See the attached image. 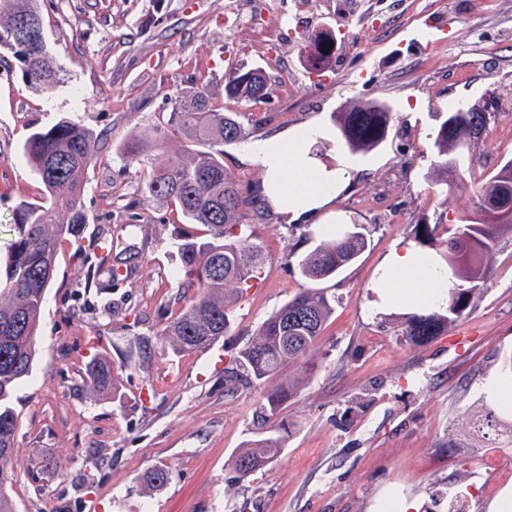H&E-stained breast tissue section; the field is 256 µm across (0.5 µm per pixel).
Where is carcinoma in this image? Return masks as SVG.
Instances as JSON below:
<instances>
[{"mask_svg":"<svg viewBox=\"0 0 512 512\" xmlns=\"http://www.w3.org/2000/svg\"><path fill=\"white\" fill-rule=\"evenodd\" d=\"M36 0H0V48L15 47L19 25H41ZM29 87L48 90L61 81L60 70L49 59L47 48L31 45L18 51ZM231 71L224 84L227 98L237 102L257 101L263 93L238 79ZM341 146L352 154H366L387 138L391 113L375 102H360L346 112L334 113ZM489 124L477 112L462 115V122L448 126L443 118L435 135L437 160L427 179L453 188L463 178L452 172L460 157L459 141L476 144ZM179 135L188 141L179 156L164 155L165 144ZM249 132L238 113L212 108L204 87L177 100L164 125L144 128L123 144L130 166L147 170L149 199L178 208L188 223L200 227L183 236L178 244L187 287L195 295L161 330V336L178 354L205 349L231 335L234 329L230 297L239 285L256 277L267 255L261 244L242 236L241 212L259 213L265 202L258 194H241L235 178L224 168V146L247 139ZM196 144L208 151L192 149ZM98 150L92 132L68 120L31 134L25 155L37 171L48 193L46 203L21 202L15 210L17 236L10 246L4 270L0 271V512H15L8 488L16 475L13 454L18 415L12 397L29 375L36 355L37 330L46 288L53 279L57 251L65 237L79 238L87 215L81 202L85 173ZM477 201L459 212L448 248L441 252L448 265V279L460 280L465 288L448 290V304L427 313H412L396 325V332L413 343L426 342L454 326L472 308L475 295L490 272L492 258L501 240L512 236V219L498 224L479 220L483 204L498 200L512 208V160L505 161L481 183ZM344 224L321 240L297 263L301 277L310 282L337 278L360 258L370 245L366 228L349 234ZM336 297L323 288H307L274 311L224 369L226 381L236 386L253 383L265 386L256 412V438L236 454L232 466L240 483L263 470L279 454L288 438V420L282 416L307 375L319 367L317 341L336 312ZM296 374L280 377L287 366ZM87 384L95 393H117L112 368L102 359L86 367ZM459 436L465 442H480L485 448L512 447V416L504 408L483 404L460 416ZM166 467L150 470L143 488L154 491L168 483Z\"/></svg>","mask_w":512,"mask_h":512,"instance_id":"1","label":"carcinoma"}]
</instances>
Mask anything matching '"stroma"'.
<instances>
[{"label":"stroma","instance_id":"35a3bbf8","mask_svg":"<svg viewBox=\"0 0 512 512\" xmlns=\"http://www.w3.org/2000/svg\"><path fill=\"white\" fill-rule=\"evenodd\" d=\"M292 0H38L63 83L30 89L12 52L0 48V260L15 239L20 202L45 188L23 155L36 130L75 120L98 136L83 187L88 224L58 249L41 309L36 361L18 387L11 489L17 512H494L512 497V448H459V416L499 402L500 355L512 351V240H502L471 313L423 344L397 336L372 306L374 273L417 225L455 229L470 183L512 159V0H313L301 21ZM336 56L308 58L324 34ZM262 68L267 95L236 103L229 68ZM206 87L214 107L236 112L248 142L225 146L224 166L243 195L262 174L246 145L354 101L392 108L387 140L352 155L351 183L336 202L364 225L370 247L327 282L339 303L318 347L324 358L284 412L290 433L273 463L240 482L231 461L254 439L258 386L231 387V355L288 298L308 288L297 261L318 241L310 222L245 210L269 259L233 302V335L189 355L159 335L192 298L177 254L190 232L180 213L148 200L145 176L121 145L168 120L176 100ZM498 101L499 119L462 162L466 190L446 198L430 184L438 113L449 104ZM111 242L101 263L96 242ZM106 360L116 397L92 394L87 363ZM157 466L169 482L143 494Z\"/></svg>","mask_w":512,"mask_h":512}]
</instances>
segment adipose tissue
Segmentation results:
<instances>
[{"mask_svg":"<svg viewBox=\"0 0 512 512\" xmlns=\"http://www.w3.org/2000/svg\"><path fill=\"white\" fill-rule=\"evenodd\" d=\"M329 136L323 124L310 120L246 150L262 173L266 204L289 223L316 216L314 229L325 236L336 231L340 215L333 204L351 178L344 159L317 151V144ZM374 291L381 311L433 309L448 301V269L440 254L399 243L385 256Z\"/></svg>","mask_w":512,"mask_h":512,"instance_id":"adipose-tissue-1","label":"adipose tissue"}]
</instances>
